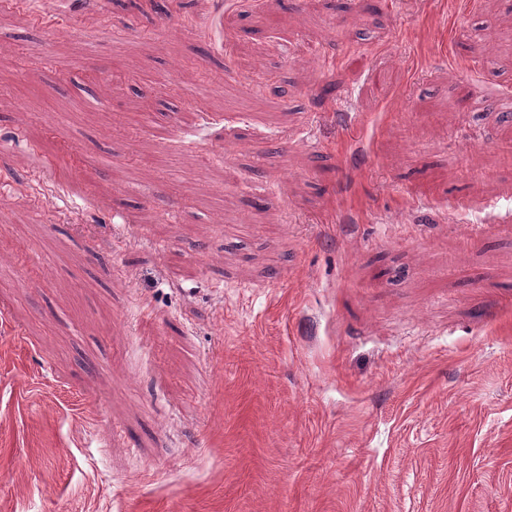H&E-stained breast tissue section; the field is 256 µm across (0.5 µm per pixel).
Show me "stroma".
<instances>
[{
  "instance_id": "35a3bbf8",
  "label": "stroma",
  "mask_w": 512,
  "mask_h": 512,
  "mask_svg": "<svg viewBox=\"0 0 512 512\" xmlns=\"http://www.w3.org/2000/svg\"><path fill=\"white\" fill-rule=\"evenodd\" d=\"M14 2L0 512H512L501 0Z\"/></svg>"
}]
</instances>
